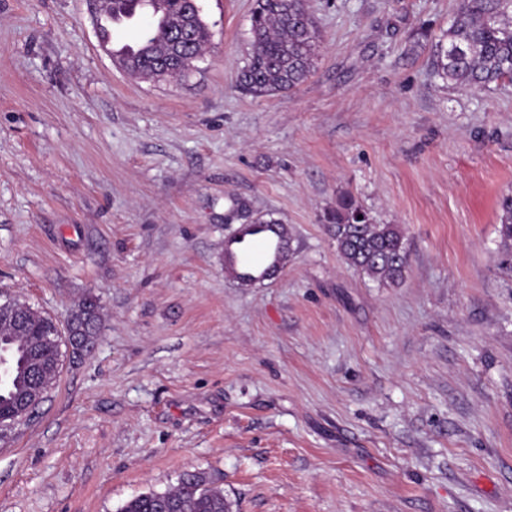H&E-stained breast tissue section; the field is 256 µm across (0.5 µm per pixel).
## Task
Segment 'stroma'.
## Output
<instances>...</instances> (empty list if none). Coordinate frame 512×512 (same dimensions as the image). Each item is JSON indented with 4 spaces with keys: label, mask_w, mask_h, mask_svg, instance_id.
Wrapping results in <instances>:
<instances>
[{
    "label": "stroma",
    "mask_w": 512,
    "mask_h": 512,
    "mask_svg": "<svg viewBox=\"0 0 512 512\" xmlns=\"http://www.w3.org/2000/svg\"><path fill=\"white\" fill-rule=\"evenodd\" d=\"M183 80L98 48L87 0H0V293L103 332L0 438V512H119L209 473L231 512H512V82L444 84L457 0H306L311 77L238 71L255 0H198ZM350 194L403 230L396 283L350 267L324 216ZM294 253L224 273L230 197ZM499 237L502 249L501 263L511 266L512 260V194H507L500 200ZM69 322L66 324L68 336H73L71 343L74 357L86 352L87 347L94 345L102 330L100 306L97 299L87 296L73 309Z\"/></svg>",
    "instance_id": "1"
}]
</instances>
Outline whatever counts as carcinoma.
Wrapping results in <instances>:
<instances>
[{
	"instance_id": "carcinoma-1",
	"label": "carcinoma",
	"mask_w": 512,
	"mask_h": 512,
	"mask_svg": "<svg viewBox=\"0 0 512 512\" xmlns=\"http://www.w3.org/2000/svg\"><path fill=\"white\" fill-rule=\"evenodd\" d=\"M145 0H101L100 15H137ZM163 5L167 27L127 56L121 69L145 80L159 76L185 78L189 56L200 57L209 30L198 3L191 0H152ZM252 49L238 75L239 86L251 94L272 95L306 82L318 56L321 33L305 0H256L251 14ZM435 77L459 88L489 87L512 81V0H458L448 29L432 45ZM501 263L512 264V194L500 200ZM244 224H278L273 217L249 214L234 202L225 220ZM326 230L342 258L367 276L390 283L400 281L408 266L404 233L396 224H376L348 194L327 214ZM56 322L15 299L0 307V359L13 361V371L0 382V411H9L39 389L46 393L59 375L61 344L44 340ZM102 330L97 299L87 296L74 308L67 334L74 337L73 354L95 344ZM119 512H230L224 490L205 472L195 471L174 489L140 494Z\"/></svg>"
}]
</instances>
